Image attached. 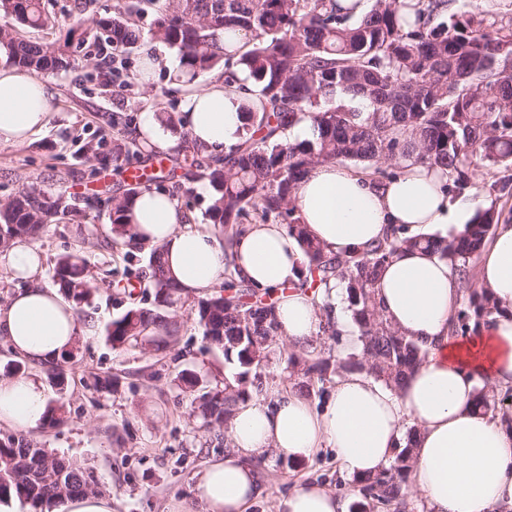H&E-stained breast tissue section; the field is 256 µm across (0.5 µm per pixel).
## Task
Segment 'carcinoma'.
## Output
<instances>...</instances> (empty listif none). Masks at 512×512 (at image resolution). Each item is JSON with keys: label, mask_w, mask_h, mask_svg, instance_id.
Returning <instances> with one entry per match:
<instances>
[{"label": "carcinoma", "mask_w": 512, "mask_h": 512, "mask_svg": "<svg viewBox=\"0 0 512 512\" xmlns=\"http://www.w3.org/2000/svg\"><path fill=\"white\" fill-rule=\"evenodd\" d=\"M49 0H0V44L9 62L36 76L75 67L72 41H85L86 25L121 54L140 39L178 51L177 81L221 72L228 84L245 78L261 98L242 106L239 142L214 156L194 145L179 116L161 115V123L179 133L182 149L167 158L171 170H184L187 181L208 183L205 214L232 244L249 221L285 225L304 256L294 285L313 293L325 313L331 291H344L361 350L343 360L333 355L342 331L331 319L317 337L290 347L280 341L275 305L262 289L235 278L231 263L224 283L199 300L181 292L169 279L163 248L148 254L149 302L134 305L106 328L115 351L168 347L179 331L172 313L186 309L210 345L224 352V385L199 391L200 375L183 369L177 379L192 393L193 417L230 447L231 421L239 405L266 394L270 368L280 380L311 400L344 373L361 372L392 388L425 359L427 349L400 333L377 307L374 288L381 268L401 247L430 250L448 261L465 298L450 323L452 334H465L498 312L495 302L474 279V260L495 233L503 197H512V12L497 13L468 0H372L357 15L337 0H147L157 6L147 29L137 18L141 0H117L112 11L93 12L84 0L69 14L62 43L33 40L24 31L56 23ZM245 36L244 48L233 41ZM309 116L312 137L291 140L286 131L299 116ZM125 143L110 144L93 134L80 147L89 178L112 162L118 170L142 163L138 182L110 198L111 232L125 246L127 260L141 248L131 245L136 229L130 202L155 188L180 198L185 186L154 173L156 151L145 140L119 132ZM354 162L372 169L380 184L415 164L437 167L448 176V195L471 184L473 166L497 169L504 176L489 189L490 205L476 213L462 233L411 234L391 224L385 237L352 255L328 251L310 236L294 202L300 184L323 162ZM77 213L71 197L29 186L0 201V248L18 238L38 240L48 225ZM54 282L75 307L89 303L95 277L85 257L71 253L57 259ZM512 395L484 394L477 403L485 414H502L512 425L506 403ZM67 421L66 405L47 410L44 426ZM415 429L406 431L405 448L373 476L353 479L351 512H414L407 483ZM103 489L91 468L23 435L0 437V503L19 501L27 512H49L52 504Z\"/></svg>", "instance_id": "1"}]
</instances>
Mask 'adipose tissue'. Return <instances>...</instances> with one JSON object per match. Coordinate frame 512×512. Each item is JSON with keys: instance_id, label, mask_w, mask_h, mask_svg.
<instances>
[{"instance_id": "adipose-tissue-1", "label": "adipose tissue", "mask_w": 512, "mask_h": 512, "mask_svg": "<svg viewBox=\"0 0 512 512\" xmlns=\"http://www.w3.org/2000/svg\"><path fill=\"white\" fill-rule=\"evenodd\" d=\"M248 91L223 77L187 86L179 101L185 130L211 153L236 144ZM56 109L50 83L16 67H0V144L20 146L44 129ZM441 174L414 166L378 185L338 163L317 165L296 193L309 233L336 253L348 254L381 239L391 224L426 233L440 224L462 232L476 204L450 200ZM136 242L163 247L169 275L189 295L212 293L226 263L238 279L274 293L282 336L288 343L314 339L332 317L349 329L344 303L320 310L311 293L296 289L304 261L297 241L281 224H253L231 248L194 224L167 194L145 191L132 204ZM0 267L27 286L0 304V338L20 357L51 362L86 330L57 289L41 286L42 256L13 241L0 250ZM478 285L499 311L467 335H450L463 290L447 262L421 249H403L382 268L375 299L387 319L428 354L399 389L371 377L337 379L322 407L293 390L273 387L267 397L240 405L231 446L207 464L197 482L203 512H249L263 488L259 458L312 459L331 449L345 477L388 467L417 430L411 488L426 512H512V429L475 407L478 391L512 389V224L498 225L477 257ZM47 394L30 377L0 379V426L27 431L39 426ZM277 512H348L335 490L316 483L295 487Z\"/></svg>"}]
</instances>
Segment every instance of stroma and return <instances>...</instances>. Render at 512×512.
<instances>
[{"label": "stroma", "instance_id": "1", "mask_svg": "<svg viewBox=\"0 0 512 512\" xmlns=\"http://www.w3.org/2000/svg\"><path fill=\"white\" fill-rule=\"evenodd\" d=\"M147 56L157 59L159 68L145 87L135 75ZM177 64L176 50L145 39L122 74L129 83L123 94L111 93L105 85L84 92L79 67L51 75L48 81L57 96L50 127L24 145L0 144V200L26 183L46 185L75 198L79 209L70 223L49 226L35 243L45 258L42 285L53 287L57 258L76 251L101 279L80 316L88 332L77 343L75 359L64 365V384L56 385L46 367H24L25 375L40 381L50 400L65 402L68 411L64 425L40 427L26 436L92 468L112 498V512H202L198 477L209 458L225 451L191 416V397L177 380L188 368L199 371L204 384L224 381L223 353L203 338L189 312L177 311L178 340L166 352H118L106 342L105 326L133 299L109 282L113 270L125 263L122 246L112 242L104 201L119 194L129 179L109 167L88 179L87 167L77 156L83 137L111 133L113 116L134 118L149 107L175 111L180 89L172 75ZM112 375L119 379L117 390L96 389V378ZM336 470L328 450L310 462L264 460L259 468L264 496L253 512H276L279 501L307 481L335 484Z\"/></svg>", "mask_w": 512, "mask_h": 512}]
</instances>
